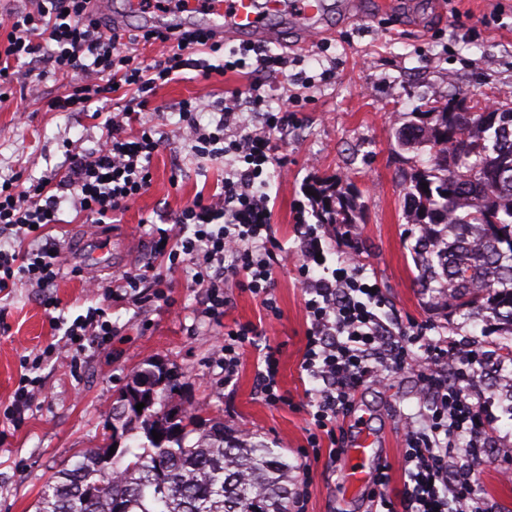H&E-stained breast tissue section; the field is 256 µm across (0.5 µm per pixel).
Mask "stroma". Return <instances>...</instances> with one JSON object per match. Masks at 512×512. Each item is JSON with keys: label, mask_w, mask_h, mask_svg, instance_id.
I'll use <instances>...</instances> for the list:
<instances>
[{"label": "stroma", "mask_w": 512, "mask_h": 512, "mask_svg": "<svg viewBox=\"0 0 512 512\" xmlns=\"http://www.w3.org/2000/svg\"><path fill=\"white\" fill-rule=\"evenodd\" d=\"M420 29L399 26L389 15L344 25L331 15L332 36L322 45L286 48L288 87L302 99L288 115V127L277 139L284 165L270 181L272 222L283 249L278 254L274 294L280 318L268 317L259 299L233 290V303L222 323L203 316L192 288L193 270L170 268L153 258L150 233L196 196L219 191L223 159L196 155L178 137L183 100L197 99L199 121L214 127L224 93L244 88L238 76L214 73L203 78L199 63L219 64L220 54L201 51L178 79L158 89L146 110L163 144L150 160L152 186L114 223L81 222L64 207L63 224L50 233L59 241L68 264L52 293L58 307L46 310L38 289L21 285L0 294V512H35L47 478L84 449L108 444L110 411L119 390L142 363L157 360L177 368L183 403L203 408L226 426L276 445L289 461L304 468L308 512H367V490L343 483L345 459L306 463L307 416L286 406L266 405L254 392L257 364L267 346L280 347V380L295 402H304L311 383L301 376L299 361L310 325L299 284V221L315 223L306 194L317 179L354 186L363 205L361 220L349 235L323 226L329 268H336L350 250H358L369 277L376 280L387 313L408 323L427 321L432 338L445 337L487 356L502 355L507 339L496 325L467 322L436 310L417 281L412 247L415 239L403 216V175L428 153L403 150L395 132L414 113L434 101L459 93L479 112L485 106L512 107V0H413ZM42 78L0 86V182L13 174L40 177L60 168L66 143L93 148L102 134L96 120L77 112H51L48 99L66 94L71 82L38 64ZM112 243L108 261H100L103 240ZM155 264L166 273L160 297L134 302L107 293L113 276L144 272ZM96 281L99 291L88 288ZM105 309L115 334L104 344H90L72 357L62 345L58 319L73 322L88 308ZM250 322L258 335L242 354L239 372L225 383L213 349L225 327ZM56 353L41 366L23 368L25 356L46 347ZM39 378L41 388L20 428L4 414L21 376ZM475 394L491 398L497 420L489 434L490 450L477 480L481 497L495 512H512V481L503 480L500 461L512 449V371L489 364ZM420 399L411 374L392 379L384 389L362 388L351 414L344 418L345 447H352L362 429L395 463L403 447L399 418L416 413Z\"/></svg>", "instance_id": "obj_1"}]
</instances>
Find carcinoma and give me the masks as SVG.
Returning a JSON list of instances; mask_svg holds the SVG:
<instances>
[{"label": "carcinoma", "instance_id": "1", "mask_svg": "<svg viewBox=\"0 0 512 512\" xmlns=\"http://www.w3.org/2000/svg\"><path fill=\"white\" fill-rule=\"evenodd\" d=\"M397 139L407 151L431 152L427 166L411 169L404 193L406 222L419 231L422 290L445 298L449 313L492 320L511 336L512 108L470 112L451 97L420 113L417 126L404 123ZM310 190L320 223H358L350 186ZM178 389V371L140 367L112 405L115 453L108 445L76 453L48 478L36 512H288V456L181 407Z\"/></svg>", "mask_w": 512, "mask_h": 512}]
</instances>
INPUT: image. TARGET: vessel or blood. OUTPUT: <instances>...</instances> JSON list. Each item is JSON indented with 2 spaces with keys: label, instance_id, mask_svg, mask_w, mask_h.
I'll use <instances>...</instances> for the list:
<instances>
[{
  "label": "vessel or blood",
  "instance_id": "1",
  "mask_svg": "<svg viewBox=\"0 0 512 512\" xmlns=\"http://www.w3.org/2000/svg\"><path fill=\"white\" fill-rule=\"evenodd\" d=\"M129 7L143 14L148 28L174 31L199 25L227 41L244 36L261 43L277 40L278 31L270 21L284 12L294 20L291 33L296 46H309L329 33L323 0H172L163 11L146 7L143 0H130ZM378 461L373 435L362 431L347 451V483L362 485L367 463Z\"/></svg>",
  "mask_w": 512,
  "mask_h": 512
}]
</instances>
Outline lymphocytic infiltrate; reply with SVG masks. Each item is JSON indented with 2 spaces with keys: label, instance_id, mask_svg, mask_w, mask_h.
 <instances>
[{
  "label": "lymphocytic infiltrate",
  "instance_id": "lymphocytic-infiltrate-1",
  "mask_svg": "<svg viewBox=\"0 0 512 512\" xmlns=\"http://www.w3.org/2000/svg\"><path fill=\"white\" fill-rule=\"evenodd\" d=\"M6 29L0 39V77L10 78L12 65L45 57L54 73L79 74L64 95L49 99L52 112H86L102 120L96 147L66 150V166L20 184H0V293L27 284L40 289L45 308L56 307L52 289L66 258L46 242L50 225L59 223L61 206L70 203L77 214L102 224L125 211L151 187L148 162L162 145L157 127L141 119L140 111L156 90L176 78L187 57L200 47L219 51L223 43L199 31L173 36L144 28L124 34L109 31L91 0H29L28 8L0 20ZM168 45L161 59L147 60L134 51L139 43ZM284 55L258 52L255 65L230 58L221 73L246 77L256 127L245 130L237 93L224 99L214 130L197 118L195 101L180 105V139L195 153L224 161V185L211 197H197L181 208L167 229H157L155 253L171 264L193 265V282L201 290L205 314L221 321L232 300L229 284L259 298L264 310L279 317L274 295V269L282 246L272 225L270 195L258 182L277 165L276 133L288 125V113L266 109L260 90L264 77L282 78ZM128 99L123 111L103 116L95 104L114 88ZM299 267L310 326L300 368L313 381L307 392V443L313 460L338 459L342 453L338 422L347 416L356 392L368 385L383 386L403 370L418 372L422 408L419 418H403L404 447L396 465L380 466L372 477L371 512H492L476 496V473L484 462L493 413L488 399H474L470 390L484 370V360L452 341L432 339L428 324L390 327L384 320L382 293L371 291L366 269L357 254L347 256L331 274H321L326 260L319 228L302 225ZM103 308H89L64 332V343L84 354L89 337L111 335ZM257 335L253 324L239 323L225 335L218 361L225 381H232L245 346ZM421 344L422 356L412 345ZM255 390L266 404L293 406L294 399L280 384V350L267 346L255 374ZM459 453L460 463L450 462ZM400 467V494L390 491V472Z\"/></svg>",
  "mask_w": 512,
  "mask_h": 512
}]
</instances>
